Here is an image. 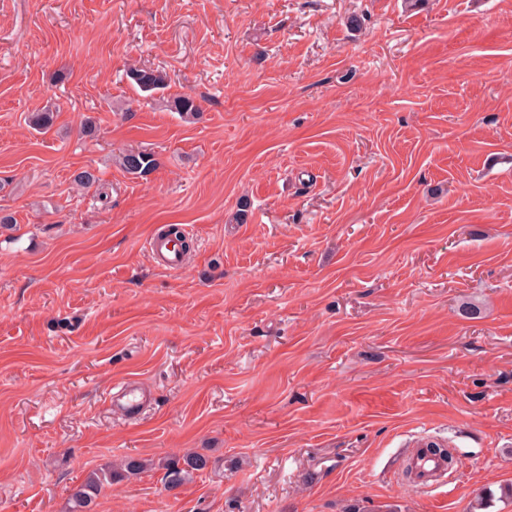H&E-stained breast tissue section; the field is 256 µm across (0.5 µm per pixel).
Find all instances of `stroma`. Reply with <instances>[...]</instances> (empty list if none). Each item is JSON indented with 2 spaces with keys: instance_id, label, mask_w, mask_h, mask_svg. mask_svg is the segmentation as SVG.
I'll list each match as a JSON object with an SVG mask.
<instances>
[{
  "instance_id": "35a3bbf8",
  "label": "stroma",
  "mask_w": 512,
  "mask_h": 512,
  "mask_svg": "<svg viewBox=\"0 0 512 512\" xmlns=\"http://www.w3.org/2000/svg\"><path fill=\"white\" fill-rule=\"evenodd\" d=\"M0 211V512H512V0H0ZM128 76L141 92L149 95L164 89L167 84L166 73L157 69L133 68ZM156 165V159L151 153H125L121 157V167L127 173L139 175L140 177L148 175ZM149 247L158 265L165 270L175 272L184 266L186 255L176 241L163 238L158 233L150 239ZM147 396L142 392L140 386L126 383L114 395H112V403L115 409L123 416H131L141 411ZM210 459L198 452L173 455L158 462L164 470V483L167 490L178 489L193 479L194 474L209 468ZM153 466L155 463L152 460L126 456L118 468L105 465L90 472L83 481L70 489L66 512H92L95 499L103 487L112 485V482L122 476L138 475L153 469Z\"/></svg>"
}]
</instances>
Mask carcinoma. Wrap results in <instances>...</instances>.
<instances>
[{
  "label": "carcinoma",
  "instance_id": "obj_1",
  "mask_svg": "<svg viewBox=\"0 0 512 512\" xmlns=\"http://www.w3.org/2000/svg\"><path fill=\"white\" fill-rule=\"evenodd\" d=\"M129 78L143 93L153 94L165 88L166 73L151 68H133ZM171 108L187 121L195 120L201 112L200 105L190 95L174 98ZM55 120V112L42 109L28 116L29 125L38 131L49 130ZM121 167L128 173L141 177L148 175L156 167L154 155L146 152L125 153L121 157ZM164 470V483L168 490L177 489L191 481L194 474L209 468L210 459L198 452H186L182 455L170 456L158 463L148 459L126 456L120 466L110 465L90 472L80 483L70 489L67 512H91L95 499L105 486L112 485L116 479L125 475H138L153 467Z\"/></svg>",
  "mask_w": 512,
  "mask_h": 512
}]
</instances>
